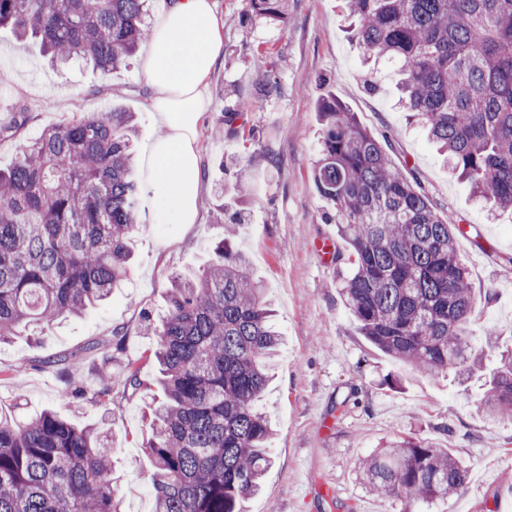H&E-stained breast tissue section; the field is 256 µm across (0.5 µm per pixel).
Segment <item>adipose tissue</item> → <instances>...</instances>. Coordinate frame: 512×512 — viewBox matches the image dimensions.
Returning <instances> with one entry per match:
<instances>
[{"label": "adipose tissue", "mask_w": 512, "mask_h": 512, "mask_svg": "<svg viewBox=\"0 0 512 512\" xmlns=\"http://www.w3.org/2000/svg\"><path fill=\"white\" fill-rule=\"evenodd\" d=\"M224 54V24L215 0H167L153 20L143 74L154 88L151 109L166 135L143 161L168 224L195 223L202 189L197 126L206 110L203 91Z\"/></svg>", "instance_id": "ef3b65f1"}]
</instances>
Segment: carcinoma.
<instances>
[{
    "instance_id": "carcinoma-1",
    "label": "carcinoma",
    "mask_w": 512,
    "mask_h": 512,
    "mask_svg": "<svg viewBox=\"0 0 512 512\" xmlns=\"http://www.w3.org/2000/svg\"><path fill=\"white\" fill-rule=\"evenodd\" d=\"M147 0H0V28L52 59L109 74L148 39ZM366 60L396 68L405 111L491 214L512 215V0H346ZM251 21H283L288 0H246ZM325 133L313 164L317 193L348 245L338 281L362 334L385 354L439 377L482 371L472 354L476 308L457 234L414 178L397 167L355 113L328 96L317 104ZM27 108L14 107L0 138H16ZM134 115L106 107L23 140L0 170V344L24 324L42 334L79 317L123 285L140 226ZM146 330L164 400L151 408L147 450L155 512H240L272 464L271 423L260 406L267 362L282 334L246 257L228 239L199 276H170L165 314ZM119 327L88 353L123 350ZM148 392L129 366L86 386L66 377L62 399L112 415V391ZM483 413L512 415V351L480 398ZM114 448L103 427L46 410L17 421L0 413V512H118ZM367 486L398 498L402 512L463 490L468 467L413 436L360 462Z\"/></svg>"
}]
</instances>
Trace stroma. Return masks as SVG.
Segmentation results:
<instances>
[{"instance_id": "stroma-1", "label": "stroma", "mask_w": 512, "mask_h": 512, "mask_svg": "<svg viewBox=\"0 0 512 512\" xmlns=\"http://www.w3.org/2000/svg\"><path fill=\"white\" fill-rule=\"evenodd\" d=\"M341 5L288 0L286 22L254 24L243 16L245 0H216L224 56L210 77L197 130L203 182L196 222L160 223L157 197L143 186L141 226L123 288L82 317L41 336L19 330L1 346L0 409L20 419L50 409L83 424L99 422L98 407L65 402L59 376L37 363L104 343L118 327L128 336L124 353L112 361L113 374L132 365L145 382L155 383L156 339L138 329L144 314L164 313L172 272L198 273L212 258L224 237L223 225L212 217L221 205L238 219L233 246L264 283L284 336L262 403L275 431L272 464L261 492L242 502V512H402L399 500L369 493L358 465L381 444L408 435L448 448L470 470L463 492L423 505L422 512H512L505 499L512 490V417L492 422L476 406L499 351L512 349V267L497 261L512 253V221H489L468 184L449 173L425 134L408 123L392 73L377 71L378 88L369 90ZM267 71L278 82L270 96L261 92ZM329 95L378 140L388 141L392 161L412 173L439 212L468 225L457 249L477 303L472 342L483 355L484 375L434 378L378 350L362 336L336 287L347 265L322 264L314 253L315 241L336 234L322 218L329 205L311 180L322 137L316 105ZM151 97L140 57L107 76L85 62L56 67L36 46L19 48L10 31L0 30V121L11 118L13 104H24L28 121L19 139L113 106L137 114L135 152L141 156L163 133ZM227 110L238 115L239 136L217 131ZM19 139L0 140V169L14 164ZM240 182L249 185L248 197L238 196ZM489 326L498 331L492 350L484 342ZM22 363L26 373L13 375ZM112 398L118 507L154 512L149 404L118 391Z\"/></svg>"}]
</instances>
